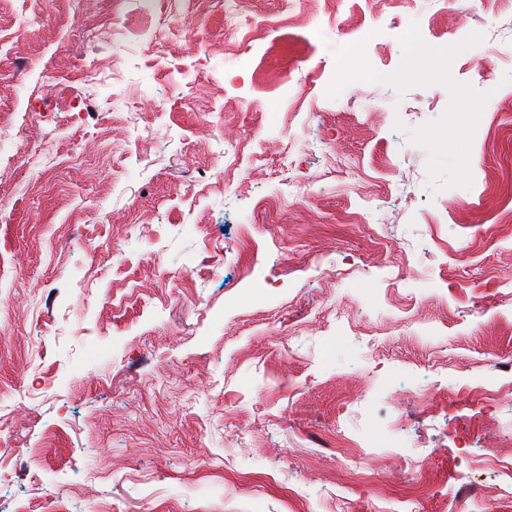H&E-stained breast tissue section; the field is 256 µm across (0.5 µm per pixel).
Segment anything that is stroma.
Returning a JSON list of instances; mask_svg holds the SVG:
<instances>
[{
  "label": "stroma",
  "mask_w": 512,
  "mask_h": 512,
  "mask_svg": "<svg viewBox=\"0 0 512 512\" xmlns=\"http://www.w3.org/2000/svg\"><path fill=\"white\" fill-rule=\"evenodd\" d=\"M240 9L0 7V512H512V0ZM225 26H224V44L227 46L231 40L237 39L239 34L244 30L248 31L244 34L242 40H250L253 38L261 37L262 30L273 31L280 29L282 26L279 24L280 21H268L264 24V27L259 29V25H253L249 18L244 17L237 9H229L225 15Z\"/></svg>",
  "instance_id": "1"
}]
</instances>
